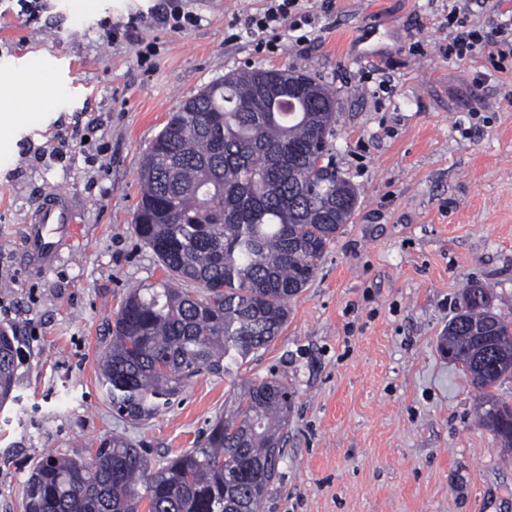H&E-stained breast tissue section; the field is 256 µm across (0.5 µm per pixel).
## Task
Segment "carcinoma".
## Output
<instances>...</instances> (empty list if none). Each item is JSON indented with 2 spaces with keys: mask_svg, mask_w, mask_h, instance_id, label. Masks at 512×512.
Returning a JSON list of instances; mask_svg holds the SVG:
<instances>
[{
  "mask_svg": "<svg viewBox=\"0 0 512 512\" xmlns=\"http://www.w3.org/2000/svg\"><path fill=\"white\" fill-rule=\"evenodd\" d=\"M277 69H240L171 113L145 154L135 231L167 276L122 304L102 358L112 408L152 416L206 370L233 376L288 322V300L315 277L357 194L333 163L316 167L336 133L330 87L290 69L293 102L262 91ZM203 289L197 294L184 285ZM480 283L463 295L441 351L479 392L478 420L512 454V324ZM16 338L0 330V407L15 400ZM293 394L273 375L241 385L191 448L149 469L121 437L95 455L45 452L25 488L26 512H258L283 458Z\"/></svg>",
  "mask_w": 512,
  "mask_h": 512,
  "instance_id": "cac0c4a2",
  "label": "carcinoma"
}]
</instances>
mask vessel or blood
<instances>
[{
	"label": "vessel or blood",
	"instance_id": "b4317fda",
	"mask_svg": "<svg viewBox=\"0 0 512 512\" xmlns=\"http://www.w3.org/2000/svg\"><path fill=\"white\" fill-rule=\"evenodd\" d=\"M74 238V213L68 194L60 189H46L25 229L28 257L36 267L49 268Z\"/></svg>",
	"mask_w": 512,
	"mask_h": 512
}]
</instances>
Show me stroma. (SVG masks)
<instances>
[{"mask_svg":"<svg viewBox=\"0 0 512 512\" xmlns=\"http://www.w3.org/2000/svg\"><path fill=\"white\" fill-rule=\"evenodd\" d=\"M264 5L187 0L196 21L174 31L156 19L163 0H0V77L24 118L0 129V328L20 350L0 409V512H24L41 451L121 437L158 465L197 447L234 383L273 372L295 399L260 512H512V457L438 350L471 281L512 322V69L443 55L448 0H304L302 40L278 32L272 52L244 26ZM132 16L134 39L111 36ZM140 39L157 46L144 64ZM245 66L336 89L334 160L358 208L235 381L201 373L134 421L113 411L99 362L126 295L165 277L134 231L141 159L186 99ZM50 187L70 195L76 237L35 271L24 227Z\"/></svg>","mask_w":512,"mask_h":512,"instance_id":"obj_1","label":"stroma"}]
</instances>
